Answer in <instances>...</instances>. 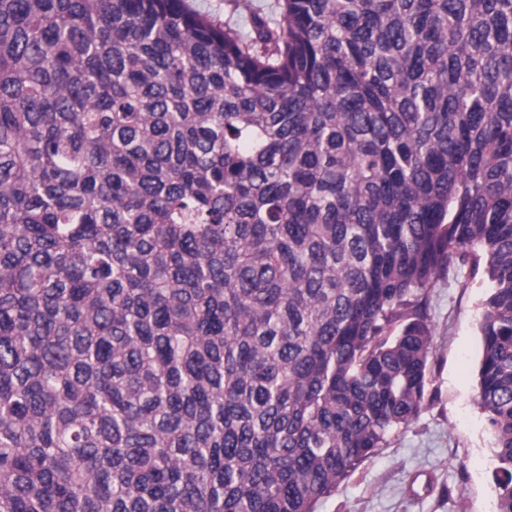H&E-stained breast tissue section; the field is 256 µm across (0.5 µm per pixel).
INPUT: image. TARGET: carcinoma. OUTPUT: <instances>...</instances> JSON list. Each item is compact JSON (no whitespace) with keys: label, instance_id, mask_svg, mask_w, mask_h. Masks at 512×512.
Returning a JSON list of instances; mask_svg holds the SVG:
<instances>
[{"label":"carcinoma","instance_id":"cac0c4a2","mask_svg":"<svg viewBox=\"0 0 512 512\" xmlns=\"http://www.w3.org/2000/svg\"><path fill=\"white\" fill-rule=\"evenodd\" d=\"M0 0V512H315L482 274L512 512V0ZM192 6L214 18L224 25V22L232 25L244 26L247 17L246 12L234 11L233 0H190Z\"/></svg>","mask_w":512,"mask_h":512}]
</instances>
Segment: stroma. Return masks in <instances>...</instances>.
I'll return each instance as SVG.
<instances>
[{"instance_id": "obj_1", "label": "stroma", "mask_w": 512, "mask_h": 512, "mask_svg": "<svg viewBox=\"0 0 512 512\" xmlns=\"http://www.w3.org/2000/svg\"><path fill=\"white\" fill-rule=\"evenodd\" d=\"M486 291L482 277L458 263L429 288L434 357L426 406L317 512H497L494 439L474 400Z\"/></svg>"}]
</instances>
